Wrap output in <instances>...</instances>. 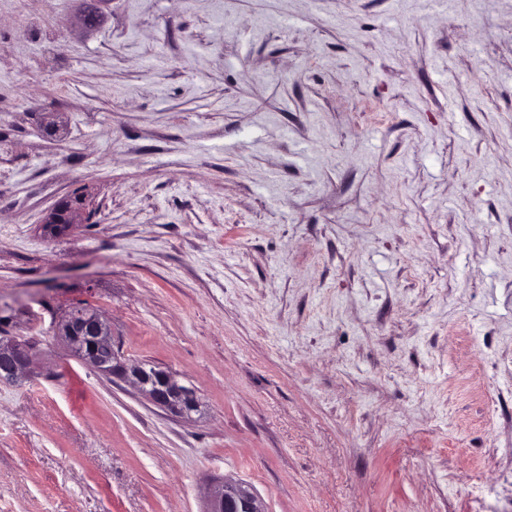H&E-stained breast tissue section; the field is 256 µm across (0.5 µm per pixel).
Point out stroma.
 I'll return each instance as SVG.
<instances>
[{
  "instance_id": "1",
  "label": "stroma",
  "mask_w": 512,
  "mask_h": 512,
  "mask_svg": "<svg viewBox=\"0 0 512 512\" xmlns=\"http://www.w3.org/2000/svg\"><path fill=\"white\" fill-rule=\"evenodd\" d=\"M98 2L0 0V512H512V0ZM82 199V201H74L70 197L64 198L49 210L44 217L58 212L64 220H67L68 224H71V227L77 226V224H89L93 203L90 204L88 197L85 195H82ZM68 224H44L43 230L45 235L52 239L67 230L69 228ZM55 333L80 361L127 384L165 413L187 421L201 417L203 403L194 386L172 370L147 361L130 362L114 349L111 325L100 310L71 305ZM104 349L112 352L104 354ZM33 363L31 352L21 344L0 338V382H15L25 377ZM203 512H266L254 488L243 481L225 477L209 494Z\"/></svg>"
}]
</instances>
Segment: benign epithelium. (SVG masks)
I'll return each mask as SVG.
<instances>
[{
	"label": "benign epithelium",
	"mask_w": 512,
	"mask_h": 512,
	"mask_svg": "<svg viewBox=\"0 0 512 512\" xmlns=\"http://www.w3.org/2000/svg\"><path fill=\"white\" fill-rule=\"evenodd\" d=\"M51 212L60 213L75 226L90 222L92 212L87 196L75 201L69 197ZM56 336L70 353L98 373L119 380L153 406L187 421L201 417L202 401L194 386L178 375L147 361L131 362L113 347L112 328L98 309L83 304L70 306L56 326ZM33 363L31 352L13 341L0 340V382H15L25 377ZM205 512H266L254 488L243 481L224 478L209 494Z\"/></svg>",
	"instance_id": "1"
}]
</instances>
